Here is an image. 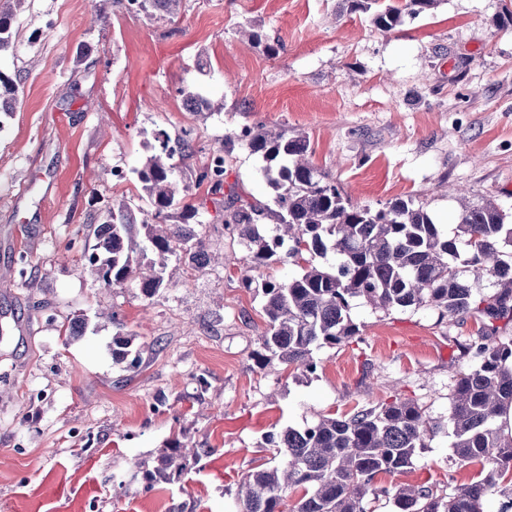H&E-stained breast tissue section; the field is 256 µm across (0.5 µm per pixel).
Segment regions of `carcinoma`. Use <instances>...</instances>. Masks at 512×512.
<instances>
[{
  "mask_svg": "<svg viewBox=\"0 0 512 512\" xmlns=\"http://www.w3.org/2000/svg\"><path fill=\"white\" fill-rule=\"evenodd\" d=\"M27 0H10L0 8V51L15 41L14 23ZM138 10L168 18L178 16L183 0H128ZM349 13L369 17L375 30L389 33L405 19L424 16L440 0H343ZM251 48L264 45L270 57L281 44L256 29L241 31ZM18 82L0 72V112H10ZM192 112H210L214 104L190 93ZM262 162L275 208L232 201L224 206V230L237 234L246 247L247 268L267 267L286 255L301 273L286 281L242 278L244 287L262 295L266 329L258 337L254 361L261 370L281 364L313 375L319 361L315 350L349 342L361 335L351 317L353 303L382 310L434 308L442 319L476 315L479 336L457 343L460 358L471 367L454 379L450 421L452 448L462 466L489 463L469 482L444 492L429 484L376 486L380 475L398 476L413 466L442 425L416 400L397 398L381 405H362L341 416H321L299 429L270 431L264 444L276 450L274 466L252 471L238 493L239 512H368V499L391 497L394 512H484L494 494L512 507V431L498 418L512 414V336L499 335L496 322L512 321V248L509 215L492 199L462 205L454 235L444 234L424 207L397 198L377 208L353 203L332 175L317 168L309 140L288 137L266 127H245L237 135ZM158 149L137 170L148 206L137 211L127 201L112 202L96 230V243L85 256L98 282L107 288L131 287L151 298L164 285L165 260L181 258L190 266L211 261L199 230L198 208L181 204L174 159L193 156L192 142L171 138L160 130ZM224 151L212 155L196 180L224 188ZM275 220L273 228L264 223ZM178 223H170L171 218ZM152 251L159 261L143 267L136 255ZM332 254L330 268L320 260ZM499 289L476 298L486 284ZM131 355L130 340L112 339V360L121 364ZM180 442L172 443L154 472L145 474L147 487L169 480L186 468ZM300 492L292 504L285 489Z\"/></svg>",
  "mask_w": 512,
  "mask_h": 512,
  "instance_id": "carcinoma-1",
  "label": "carcinoma"
}]
</instances>
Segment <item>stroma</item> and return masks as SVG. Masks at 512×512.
Wrapping results in <instances>:
<instances>
[{
  "label": "stroma",
  "mask_w": 512,
  "mask_h": 512,
  "mask_svg": "<svg viewBox=\"0 0 512 512\" xmlns=\"http://www.w3.org/2000/svg\"><path fill=\"white\" fill-rule=\"evenodd\" d=\"M501 0H441L383 36L342 0H184L177 18L127 0H28L0 73L19 82L0 116V512H232L243 478L272 466L267 432L395 398L418 400L442 429L400 484L469 482L453 454L450 384L467 370L431 308L354 305L356 340L316 350V375L264 374L252 355L266 328L244 288L245 247L224 231V195L195 173L228 147L224 182L271 203L262 161L236 136L266 125L309 139L314 164L352 202L410 198L453 234L460 204L512 212V26ZM251 26L278 57L243 49ZM212 99L196 114L186 92ZM190 139L178 165L220 266L169 259L147 298L106 288L85 265L96 216L147 199L136 171L155 135ZM116 311L115 322L100 318ZM82 321L81 335L64 325ZM137 360H112V339ZM197 461L146 488L172 439Z\"/></svg>",
  "instance_id": "obj_1"
}]
</instances>
